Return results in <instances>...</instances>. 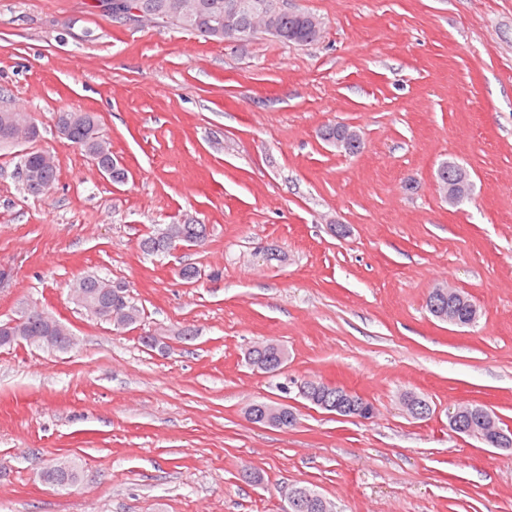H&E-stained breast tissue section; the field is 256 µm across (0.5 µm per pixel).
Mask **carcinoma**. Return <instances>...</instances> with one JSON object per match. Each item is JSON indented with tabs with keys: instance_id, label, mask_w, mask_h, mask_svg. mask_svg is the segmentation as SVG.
<instances>
[{
	"instance_id": "1",
	"label": "carcinoma",
	"mask_w": 512,
	"mask_h": 512,
	"mask_svg": "<svg viewBox=\"0 0 512 512\" xmlns=\"http://www.w3.org/2000/svg\"><path fill=\"white\" fill-rule=\"evenodd\" d=\"M241 1L245 7L236 14L235 24L240 32L252 36L255 31L251 29L252 0H194V13L188 15L181 8L182 0H123L127 7L120 11H112V21L121 23L131 18L130 8L139 7L148 12L156 20L171 23L185 30L192 31L199 36L218 42L225 41L224 32L212 28V20L216 16H224V9L229 5ZM308 12L286 11L279 15L272 24V29L266 33L275 38L280 34L293 32L298 38L293 43L298 45L309 44L317 41L321 32L311 28ZM58 121L68 124L69 141L81 147L97 164L102 167L112 166V181L122 183L127 173L124 168L113 165L111 144L99 135L95 117L87 112H61ZM28 126V140L39 138V129L30 123V118L22 112L0 110V148H4V142L13 135L16 126ZM20 172L25 174L22 178L25 189L40 195L49 192L57 179V165L54 155L48 151L30 150L23 154ZM209 228L199 222H174L157 228L141 239L139 247L146 255H157L165 252V246L169 242H190L195 246L204 245L209 238ZM71 291L77 303L94 316L107 320V314L96 309V306H107L105 296L102 295L103 279L96 276H84L76 279L71 284ZM454 313L457 316L459 326H471L479 317V311L475 303L468 295L462 293L453 299ZM112 311L116 312L117 319L112 325L117 328H125L137 324L141 318V309L131 301L127 289L116 284L112 286ZM67 326L63 323L51 330L48 325L34 314H29L23 324L25 336H58L60 340L53 344L45 341L35 343V346L54 351H64L65 332ZM286 356L285 349L273 341H264L252 346L247 353V363L255 367L256 362H277ZM45 481L56 482L74 487L80 480L78 464L71 460L63 463H53L42 471Z\"/></svg>"
}]
</instances>
